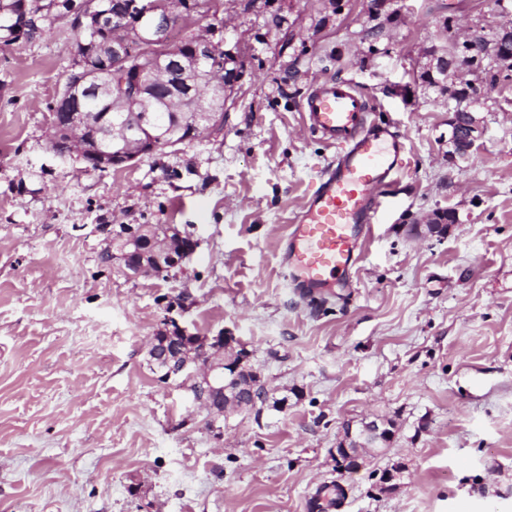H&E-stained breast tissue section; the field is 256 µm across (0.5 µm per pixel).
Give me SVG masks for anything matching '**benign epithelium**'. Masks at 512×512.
<instances>
[{"label": "benign epithelium", "mask_w": 512, "mask_h": 512, "mask_svg": "<svg viewBox=\"0 0 512 512\" xmlns=\"http://www.w3.org/2000/svg\"><path fill=\"white\" fill-rule=\"evenodd\" d=\"M122 9L111 13L99 0H89L74 8L72 30L88 33L103 24L112 28V39L103 44L99 56L101 63L83 65L75 69L78 77L69 81L57 97L52 109L51 128L66 127L68 137L66 154L83 161L86 167L97 169L121 167L141 160L156 151L196 141L206 133L224 126V99L227 92L240 82L244 58L238 44L228 45L223 38L224 18L220 17L221 4L211 6L214 22L200 27L191 17L188 0H121ZM184 22L190 31L185 44L175 46L170 41L174 23ZM503 46L495 49L497 60L512 61V27L502 29ZM451 53L435 50L425 75H445L463 65L478 69L479 60L487 48L479 35L471 33L460 37L454 28L448 29ZM140 52L131 50L132 44ZM178 72L185 78V91L176 92L168 83V76ZM210 80L209 107L202 109L197 96L191 94L194 84ZM468 86L466 111L453 113L449 121V157L466 160L482 136L476 109L482 104L485 92L473 81ZM93 99L104 103L105 112H90L87 104ZM169 112L173 120L161 126L156 113ZM451 221L448 212L436 211L427 221L430 236L443 237ZM119 225L105 224L102 231L108 245H118L113 254L118 270L129 280L150 275H171L184 268L198 247V241L186 231L172 224L154 227L150 224H130L134 238L125 240L115 230ZM186 302L175 298L166 305L162 318L165 328L177 332L182 338L194 340L196 356L180 353L164 359L159 378L165 383L177 384L192 379L196 393L194 401L209 413L218 416L230 407H237L236 371L246 361L233 366V373L224 372V362L214 354L224 350V342L232 337L222 333L216 336H196L181 325L174 313H183ZM394 431L372 420L365 423L357 435L347 432L349 443H341L332 454L336 471L347 473L360 468L358 452L371 453L386 447Z\"/></svg>", "instance_id": "benign-epithelium-1"}]
</instances>
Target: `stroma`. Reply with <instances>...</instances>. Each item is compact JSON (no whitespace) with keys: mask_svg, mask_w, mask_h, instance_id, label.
Returning <instances> with one entry per match:
<instances>
[{"mask_svg":"<svg viewBox=\"0 0 512 512\" xmlns=\"http://www.w3.org/2000/svg\"><path fill=\"white\" fill-rule=\"evenodd\" d=\"M244 75L223 129L123 168L48 143L71 72L70 20L0 43V512H512V80L422 77L459 34L493 41L512 0H228ZM322 77L354 82L409 168L381 196L352 287L311 302L281 266L289 227L336 152L304 126ZM484 83V133L448 156V90ZM452 210L444 237L410 229ZM102 224H175L199 247L182 273L135 281L102 264ZM230 331L268 399L222 437L148 349L161 303ZM393 424L354 473L330 454L348 426ZM405 470L386 490L380 477Z\"/></svg>","mask_w":512,"mask_h":512,"instance_id":"35a3bbf8","label":"stroma"}]
</instances>
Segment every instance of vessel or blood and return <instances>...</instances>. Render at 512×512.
<instances>
[{
    "mask_svg": "<svg viewBox=\"0 0 512 512\" xmlns=\"http://www.w3.org/2000/svg\"><path fill=\"white\" fill-rule=\"evenodd\" d=\"M301 110L309 131L337 149L285 243L288 280L314 301L325 289L348 287L379 193L409 162L403 137L370 121L369 98L352 82H316Z\"/></svg>",
    "mask_w": 512,
    "mask_h": 512,
    "instance_id": "vessel-or-blood-1",
    "label": "vessel or blood"
}]
</instances>
